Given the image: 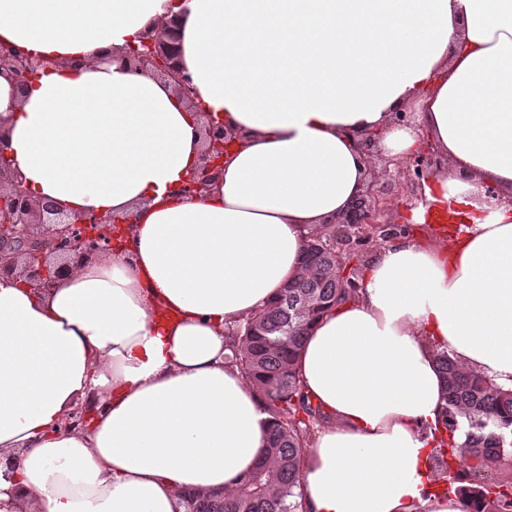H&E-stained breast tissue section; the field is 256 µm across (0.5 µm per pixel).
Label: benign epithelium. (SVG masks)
<instances>
[{"mask_svg":"<svg viewBox=\"0 0 512 512\" xmlns=\"http://www.w3.org/2000/svg\"><path fill=\"white\" fill-rule=\"evenodd\" d=\"M177 26L163 34L147 33L140 46L126 55L129 65L168 81L182 99L193 104L190 76L179 66ZM44 61L24 48L0 41V74H7L18 91H23ZM203 149L187 181L178 187L181 196H197L213 186L224 172L226 144L223 126L208 115L201 121ZM418 180L442 171L438 148L428 143L415 158ZM385 209L382 197L369 187L359 197L341 224L356 225L364 234L383 228ZM129 219L125 216L89 214L71 217L58 203L34 201L17 169L12 166L9 142L0 129V276H19L38 290L48 291L75 266L109 255L126 245ZM92 416V408L81 404L59 423V430L80 428Z\"/></svg>","mask_w":512,"mask_h":512,"instance_id":"obj_1","label":"benign epithelium"}]
</instances>
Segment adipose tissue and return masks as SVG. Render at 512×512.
I'll list each match as a JSON object with an SVG mask.
<instances>
[{"instance_id":"obj_1","label":"adipose tissue","mask_w":512,"mask_h":512,"mask_svg":"<svg viewBox=\"0 0 512 512\" xmlns=\"http://www.w3.org/2000/svg\"><path fill=\"white\" fill-rule=\"evenodd\" d=\"M173 18L193 112L120 62ZM0 41L47 62L22 97L0 76L32 198L133 217L123 252L50 293L0 277V512H185L238 487L272 418L226 362L230 334L364 193L372 131L400 158L428 133L449 168L403 219L455 226L380 246L309 328L296 364L322 424L303 512H463L428 466L434 351L512 389V0H0ZM202 113L224 127V177L172 197ZM85 402L90 424L59 432Z\"/></svg>"}]
</instances>
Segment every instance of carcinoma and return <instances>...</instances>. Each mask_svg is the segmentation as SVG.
Here are the masks:
<instances>
[{"instance_id":"carcinoma-1","label":"carcinoma","mask_w":512,"mask_h":512,"mask_svg":"<svg viewBox=\"0 0 512 512\" xmlns=\"http://www.w3.org/2000/svg\"><path fill=\"white\" fill-rule=\"evenodd\" d=\"M351 224L324 225L306 237L302 268L305 274L289 282L275 300L256 314L240 337L239 366L263 394L274 425L262 458L231 494L222 497L187 496V512H301L294 489L301 479V461L310 443L319 411L308 403L294 367L297 351L314 321L337 302L350 297L359 265L339 267L328 249L330 240L349 235ZM444 379L442 404L433 436L432 468L447 471L443 447L458 454L460 470L455 489L467 501L466 512H512V497L481 482L484 469L512 458V389H504L475 371L465 369L445 349L435 352ZM464 440L455 441L460 423Z\"/></svg>"}]
</instances>
